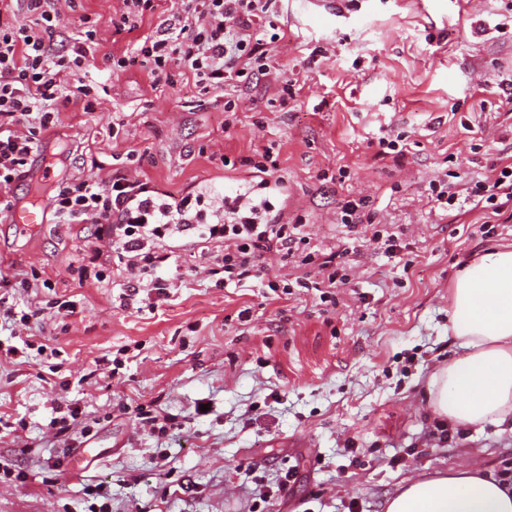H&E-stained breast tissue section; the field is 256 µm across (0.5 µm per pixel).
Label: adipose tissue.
Masks as SVG:
<instances>
[{
	"mask_svg": "<svg viewBox=\"0 0 512 512\" xmlns=\"http://www.w3.org/2000/svg\"><path fill=\"white\" fill-rule=\"evenodd\" d=\"M448 334L460 352L428 383L432 413L460 425L512 427V249L466 263L448 290ZM384 512H512V484L459 468L409 481Z\"/></svg>",
	"mask_w": 512,
	"mask_h": 512,
	"instance_id": "ef3b65f1",
	"label": "adipose tissue"
}]
</instances>
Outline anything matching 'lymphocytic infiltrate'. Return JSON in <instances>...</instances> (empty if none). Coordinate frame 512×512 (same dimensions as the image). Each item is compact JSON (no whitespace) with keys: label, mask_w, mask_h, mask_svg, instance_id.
Returning a JSON list of instances; mask_svg holds the SVG:
<instances>
[{"label":"lymphocytic infiltrate","mask_w":512,"mask_h":512,"mask_svg":"<svg viewBox=\"0 0 512 512\" xmlns=\"http://www.w3.org/2000/svg\"><path fill=\"white\" fill-rule=\"evenodd\" d=\"M22 2L27 22L13 21L15 2ZM274 0H181L172 22L141 41L134 57L116 56L112 73L139 59L154 84L173 81L172 68L189 75L196 87L218 91L233 83L248 84L272 75L283 80V69L270 63L272 44L285 41L286 32L259 35L260 23ZM59 0H0V211L11 210L14 188L41 146L42 133L58 122V105L82 99L84 111L95 109L94 85L84 82L86 61L95 44L94 30L69 45L56 41ZM426 199L442 215L458 219L463 205L480 209L486 218L512 209V155L497 154L483 179L454 183L431 179ZM190 196L177 204L163 201L142 166L115 171L107 182L62 179L52 196L53 216L60 224H88L95 242L77 268L79 281H104L112 260H119L124 283L118 296L123 309L154 306L168 296L171 280L157 276L169 255L167 240L191 230L209 248L198 265L219 276L221 285L239 286L264 271L271 258L296 266L316 264L310 286L321 302L336 300L335 291L349 281L347 250L328 254L308 251L302 222L288 223L268 201L242 205L240 198L225 201V218L211 224L188 225ZM336 219L357 233L374 227L375 239L387 252L397 240L381 228L368 197L339 200Z\"/></svg>","instance_id":"obj_1"}]
</instances>
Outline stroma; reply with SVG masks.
I'll list each match as a JSON object with an SVG mask.
<instances>
[{
	"label": "stroma",
	"instance_id": "35a3bbf8",
	"mask_svg": "<svg viewBox=\"0 0 512 512\" xmlns=\"http://www.w3.org/2000/svg\"><path fill=\"white\" fill-rule=\"evenodd\" d=\"M174 4L159 0L131 32L113 23L119 0H76L62 14L64 41L94 26L90 71L106 91L91 112L60 105L42 139L57 166L34 160L15 203L49 195L62 178L108 179L113 156L133 151L156 191L199 193L192 207L206 218L215 201L249 188L240 158L268 147L283 181L271 201L302 218L311 246L350 240L334 212L342 197L363 195L398 235L399 255L368 237L353 242L350 283L330 305L257 280L217 286L192 272L186 232L162 269L177 276L167 301L122 310L113 304L120 277L80 284L71 275L94 242L82 225L50 221L21 235L0 216V276L38 274L50 282L40 300L76 304L33 327L44 351L32 363L0 358V461L20 475L0 479V512H384L404 480L437 470L473 464L511 479L512 433L451 423L440 438L425 388L457 350L450 280L487 246L512 248V217L487 234L476 210L452 224L430 209L425 188L438 175L479 177L487 160L473 145H492L512 124V108L480 87L493 67L512 75V33L492 28L512 0H357L351 17L321 25L303 0H275L267 23L293 33L273 51L299 88L288 100L263 80L203 94L181 79L153 85L137 63L111 75L110 56L133 55ZM229 100L235 111H225ZM390 128L408 133L400 167L374 161L369 145ZM341 168L344 183L321 180ZM125 346L137 356L111 373L107 360ZM61 396L88 435L48 432ZM142 410L174 415V428L154 433ZM78 437L92 460L62 462ZM287 470V492L254 495Z\"/></svg>",
	"mask_w": 512,
	"mask_h": 512
}]
</instances>
